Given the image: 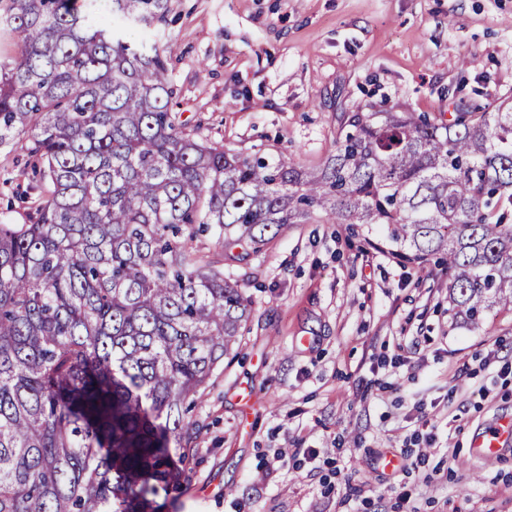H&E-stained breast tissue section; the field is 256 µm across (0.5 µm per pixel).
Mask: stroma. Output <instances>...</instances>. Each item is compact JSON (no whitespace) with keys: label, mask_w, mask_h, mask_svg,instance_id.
<instances>
[{"label":"stroma","mask_w":512,"mask_h":512,"mask_svg":"<svg viewBox=\"0 0 512 512\" xmlns=\"http://www.w3.org/2000/svg\"><path fill=\"white\" fill-rule=\"evenodd\" d=\"M145 29L200 138L307 169L352 112L512 102V0H169ZM0 146V221L50 193ZM251 300L238 354L198 400L192 478L164 512H512V447L469 452L512 416V310L466 326L438 260L399 261L379 228L291 224L225 263ZM435 434L413 464L408 448ZM400 458L386 471V455ZM411 497H398L401 489Z\"/></svg>","instance_id":"stroma-1"}]
</instances>
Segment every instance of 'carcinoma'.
<instances>
[{"label": "carcinoma", "mask_w": 512, "mask_h": 512, "mask_svg": "<svg viewBox=\"0 0 512 512\" xmlns=\"http://www.w3.org/2000/svg\"><path fill=\"white\" fill-rule=\"evenodd\" d=\"M168 11L0 0L23 44L0 59V144L30 129L53 186L35 222L0 223V512H162L190 474L185 411L249 319L224 262L288 224H377L397 256L447 257L454 317L512 308V104L345 115L305 172L186 126L159 46L120 33Z\"/></svg>", "instance_id": "obj_1"}]
</instances>
